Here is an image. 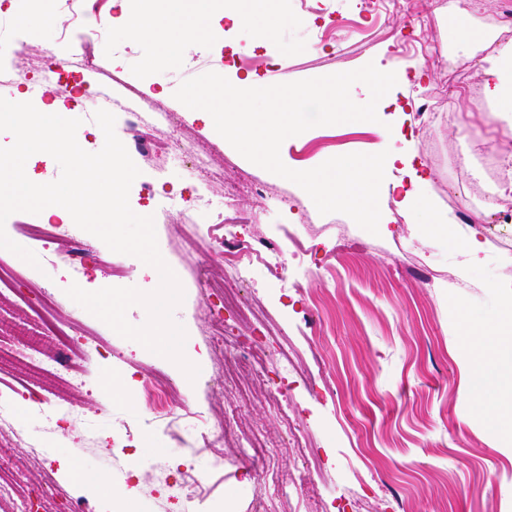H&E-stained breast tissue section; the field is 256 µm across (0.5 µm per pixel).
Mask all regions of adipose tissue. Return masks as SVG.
Listing matches in <instances>:
<instances>
[{"label": "adipose tissue", "mask_w": 512, "mask_h": 512, "mask_svg": "<svg viewBox=\"0 0 512 512\" xmlns=\"http://www.w3.org/2000/svg\"><path fill=\"white\" fill-rule=\"evenodd\" d=\"M183 4L184 0H163L159 12L126 7L118 22L138 35L159 33L170 25L181 24L178 42L167 40L159 48L160 58L174 65L185 45L202 39L215 44L226 37L224 30L204 19L182 24ZM481 74L492 119L512 128V42L500 47L497 56L482 66ZM425 75L420 66L410 78L402 73L390 75L375 67L357 74L336 72L332 79L336 101L345 105L351 115L365 121L378 110L390 107L396 117L379 127V141L370 155L360 158L339 154L328 160L322 171H304L300 177L320 204L347 207L363 222L380 224L384 218L376 210V200L387 187L388 174L398 173L397 185L403 190L399 207L410 218L413 236L457 251L463 258L460 273L465 276L479 263L483 244L475 236L459 239L453 231L452 218L436 211L424 195L428 172L407 147L403 108L398 104L399 93L409 87L411 80H422ZM459 325L469 374L468 398L477 415L499 436L501 451L512 456V412L501 410L493 398V388L500 379L496 362L502 356H512V283L501 290L493 321L474 329L463 315Z\"/></svg>", "instance_id": "1"}]
</instances>
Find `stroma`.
<instances>
[{
    "label": "stroma",
    "instance_id": "stroma-1",
    "mask_svg": "<svg viewBox=\"0 0 512 512\" xmlns=\"http://www.w3.org/2000/svg\"><path fill=\"white\" fill-rule=\"evenodd\" d=\"M502 2L428 0L415 17L395 9L367 18L357 0H322L320 12L305 17L295 5L266 0L262 11L243 12L251 61L225 69L223 49L202 41L186 47L175 66L152 62L149 44L127 29H104L106 20L119 16V0H95L85 16L58 12L50 26L30 0H8L15 36L0 44V82L19 69L26 78L18 86L28 101L73 104L75 92L37 84L46 52L57 51L62 32H70L69 54L86 49L93 56V86L115 76L137 89L141 112L181 115L179 139L206 148L214 177L198 208L178 207L167 216L139 202L137 193L129 195L135 213L153 215L160 253L183 286L185 298L173 318L187 332V358L200 368L193 381L66 294L72 284L87 282L150 292L159 285L150 266L99 245L85 231L79 242L64 238L45 250L25 232L27 225L45 223V214L17 212L7 219L8 236L36 253L40 265L0 249V259L20 274L13 288L0 291V397L11 401L19 427L41 453L34 458L27 447L0 440V483L7 489L0 512H24V501L47 486L51 501L33 512H278L284 496L290 512H512V457L500 451L464 396L469 378L451 323L459 304L472 323L490 319L499 285L512 280V224L494 223L489 200L497 190L494 165L512 163V136L498 123L486 129L462 124L468 98L448 77L449 68H459L462 80L482 90L479 61L494 42L512 35ZM462 12L487 39L456 35ZM330 23L335 39L317 43L316 34ZM22 42L31 48L20 55ZM414 43L424 53L411 51ZM373 65L391 73L421 65L428 73L422 87L406 91L405 127L427 166L433 206L453 217L456 231L480 232L483 260L469 279L458 276V258L447 247L413 238L390 193L378 201L390 221L375 235L345 214H320L303 189L246 160L174 97L182 81L210 71L232 82L252 76L269 86ZM426 92L433 111L427 124L418 117ZM142 133L154 150L133 157L141 179L153 182L158 195L180 197L190 181L165 159L170 141L149 126ZM376 140L371 125L360 122L318 126L285 140L280 155L291 169L314 170L339 154L366 153ZM244 174L265 184L266 199L244 193L225 205V184ZM228 215L242 218L244 247L301 242L289 248L278 274L259 260L245 273L253 296L285 333L297 363L293 372L280 368L259 326L243 324L236 312L223 309L220 297H206L199 286V275L224 277L223 265L203 263L201 251ZM188 224L198 227L194 249L184 239ZM77 244L89 253L80 265L69 258ZM47 294L56 300L48 315L62 323L63 335L50 334L32 313ZM216 315L224 320L225 357L245 346L265 349L261 378L245 383L247 400L238 399L217 373L219 358L211 352ZM159 372L173 383L174 399L148 393L146 379ZM114 375L133 379L132 400L102 398V382ZM272 386L288 400L297 442L289 441L275 402L266 396ZM213 407L272 442L271 453L256 459L229 440L221 463L213 464L199 439ZM176 453L205 474L200 508L173 494L180 476L172 466ZM76 466L111 478V487L74 483L70 471Z\"/></svg>",
    "mask_w": 512,
    "mask_h": 512
}]
</instances>
